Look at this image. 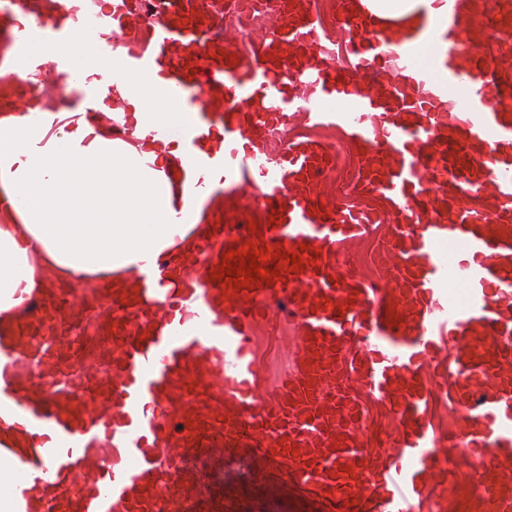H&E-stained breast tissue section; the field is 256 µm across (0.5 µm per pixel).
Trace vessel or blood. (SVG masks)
Returning a JSON list of instances; mask_svg holds the SVG:
<instances>
[{
  "label": "vessel or blood",
  "instance_id": "1",
  "mask_svg": "<svg viewBox=\"0 0 512 512\" xmlns=\"http://www.w3.org/2000/svg\"><path fill=\"white\" fill-rule=\"evenodd\" d=\"M278 2L234 47L225 0H0V117L38 149L78 126L168 144L173 223L208 216L113 288L98 336L66 288L0 336L17 512H512V67L490 52L512 16L422 0L379 32L338 0L344 72L310 0ZM85 42L104 66L77 74L62 48ZM134 74L181 124L130 106ZM296 120L350 145L360 204H335L328 144L269 148ZM246 244L303 268L222 289Z\"/></svg>",
  "mask_w": 512,
  "mask_h": 512
}]
</instances>
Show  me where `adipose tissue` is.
I'll use <instances>...</instances> for the list:
<instances>
[{
    "label": "adipose tissue",
    "instance_id": "1",
    "mask_svg": "<svg viewBox=\"0 0 512 512\" xmlns=\"http://www.w3.org/2000/svg\"><path fill=\"white\" fill-rule=\"evenodd\" d=\"M37 129L0 119V198L19 201L17 222L0 224V333L22 294L47 282L111 287L151 257L173 253L193 230L169 214L180 193L165 175L167 153L141 164L134 141L88 144L82 128L56 148L32 150Z\"/></svg>",
    "mask_w": 512,
    "mask_h": 512
}]
</instances>
